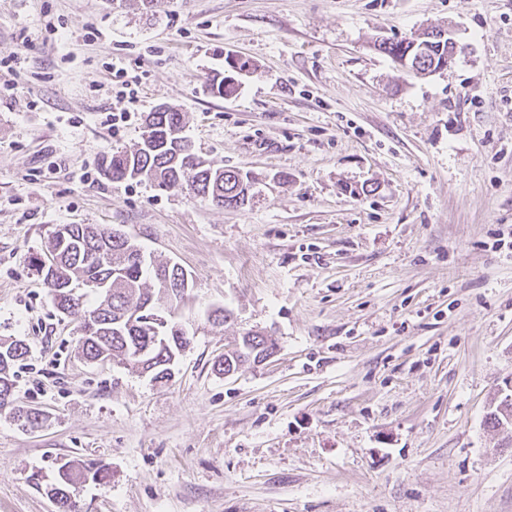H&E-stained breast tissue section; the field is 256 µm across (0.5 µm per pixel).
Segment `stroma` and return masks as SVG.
Listing matches in <instances>:
<instances>
[{"label": "stroma", "mask_w": 512, "mask_h": 512, "mask_svg": "<svg viewBox=\"0 0 512 512\" xmlns=\"http://www.w3.org/2000/svg\"><path fill=\"white\" fill-rule=\"evenodd\" d=\"M430 27L461 48L446 70L374 47ZM14 56L0 339L29 345L15 396L44 421L0 411V512H56L32 474L90 459L110 478L73 485L80 512H512V439L486 422L512 379V0H0ZM162 105L203 159L267 177L249 205L101 174ZM63 224L192 275L167 382L82 356L34 262ZM251 329L275 354L219 373Z\"/></svg>", "instance_id": "1"}]
</instances>
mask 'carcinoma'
<instances>
[{"mask_svg":"<svg viewBox=\"0 0 512 512\" xmlns=\"http://www.w3.org/2000/svg\"><path fill=\"white\" fill-rule=\"evenodd\" d=\"M377 50L390 58L407 57L409 71L417 76L448 61V42L419 36L407 43L382 41ZM183 128V113L170 106L156 109L149 114L142 141L135 150L103 158L104 174L114 182L147 180L168 190L190 172L195 197L224 208H241L249 203L245 187L255 180L254 174L236 168H214L196 156L187 141L173 146L172 132ZM37 266L56 309L79 322L80 349L85 359L93 361L106 354L157 382L169 378L172 355L189 344L182 321L188 298L175 288L177 276L183 275L176 264L147 258L124 234L103 236V227L97 224H65L52 233L47 253L37 259ZM91 280L107 283V289L94 291L98 304L88 309L78 290L88 288ZM163 304L176 310L177 315L160 336L148 324L124 329L115 324L123 311L145 305L151 310ZM238 341L240 348L217 361L218 371H235L250 360L260 362L275 350V344L259 331L246 332ZM28 353L29 346L22 340L0 342V402L14 400L12 369ZM15 417L32 428L43 422V414L35 408L19 407ZM87 479L105 485L108 471L89 460L78 466L65 462L49 480L42 475L32 477L37 488L59 501L74 483Z\"/></svg>","mask_w":512,"mask_h":512,"instance_id":"cac0c4a2","label":"carcinoma"}]
</instances>
